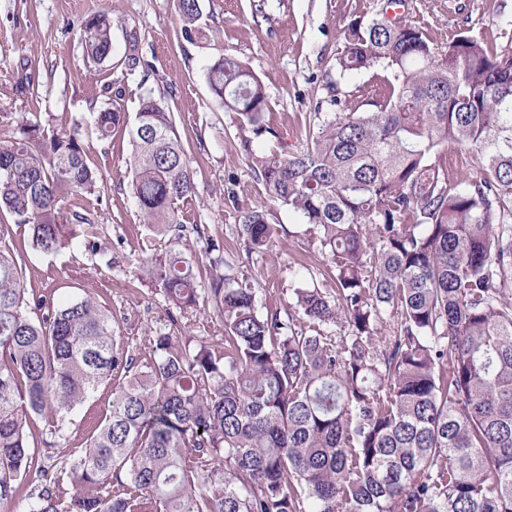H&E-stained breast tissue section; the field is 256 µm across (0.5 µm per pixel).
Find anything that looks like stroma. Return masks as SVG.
<instances>
[{
    "instance_id": "35a3bbf8",
    "label": "stroma",
    "mask_w": 512,
    "mask_h": 512,
    "mask_svg": "<svg viewBox=\"0 0 512 512\" xmlns=\"http://www.w3.org/2000/svg\"><path fill=\"white\" fill-rule=\"evenodd\" d=\"M413 22L439 46L449 35L486 39L498 52L512 54V0H404ZM203 37L182 31L178 0H0V138L16 133L21 120L37 123L45 135H76L100 181L94 194L73 195L62 209L89 210L98 223L96 250L66 246L43 255L26 249L28 227L0 210L10 244L24 247L26 284L36 293L90 295L112 314L117 345L145 362L151 336L162 331L167 307L146 279L145 265L179 247L207 264L203 238L224 248L226 262L243 267L255 281L257 308L282 305L296 275L331 287L329 260L316 244L296 237L299 218L274 204L239 150L240 131L213 98L206 69L232 53L260 78L269 95L267 120L274 133L257 139V152L286 153L314 139V117L326 97L324 78L341 46V31L357 17L373 18L383 0H199ZM112 18L116 54L136 43L143 67L103 66L88 72L81 42L85 19ZM123 90L121 105L133 114L141 97H155L173 112L194 184L191 200L179 208L187 229L180 241L149 230L130 192L127 134L107 141L93 132V115L112 101L109 88ZM264 211L285 227L262 254H248L240 232L244 211ZM105 385L66 417L49 412L32 428L40 456H56L42 434L61 424L69 448L81 447L84 416L107 407Z\"/></svg>"
}]
</instances>
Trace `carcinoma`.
<instances>
[{"label": "carcinoma", "instance_id": "1", "mask_svg": "<svg viewBox=\"0 0 512 512\" xmlns=\"http://www.w3.org/2000/svg\"><path fill=\"white\" fill-rule=\"evenodd\" d=\"M178 9L190 37L199 0ZM341 35L337 74L386 76L357 88L362 112L328 83L331 116L296 153L254 150L277 133L243 61L227 52L206 73L267 196L333 264L335 287L299 279L286 316L259 313L252 279L222 256L203 270L170 250L150 266L168 331L138 366L93 297L29 296L0 236L1 507L35 483L29 512H512V55L468 35L442 49L384 12ZM82 44L89 65L112 61V18L86 19ZM112 91L94 133H127L144 223L179 239L194 185L174 118L147 97L131 119ZM452 148L479 172L450 177ZM96 187L73 135L23 122L0 142V210L37 253L60 248L64 223L94 229L61 205ZM241 233L253 254L279 229L253 210ZM209 306L222 343L175 335ZM114 375L84 446L39 462L34 418L72 412Z\"/></svg>", "mask_w": 512, "mask_h": 512}]
</instances>
